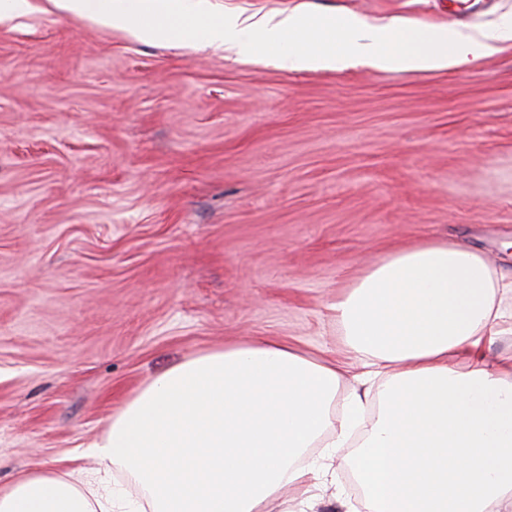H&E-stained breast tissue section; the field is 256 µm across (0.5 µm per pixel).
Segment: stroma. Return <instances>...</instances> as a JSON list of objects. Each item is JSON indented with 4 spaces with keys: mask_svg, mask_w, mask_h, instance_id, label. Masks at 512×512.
I'll list each match as a JSON object with an SVG mask.
<instances>
[{
    "mask_svg": "<svg viewBox=\"0 0 512 512\" xmlns=\"http://www.w3.org/2000/svg\"><path fill=\"white\" fill-rule=\"evenodd\" d=\"M0 22V487L93 468L138 386L245 336L351 364L332 304L448 240L512 275V45L471 69L293 72L30 0ZM375 23L512 0H210Z\"/></svg>",
    "mask_w": 512,
    "mask_h": 512,
    "instance_id": "obj_1",
    "label": "stroma"
}]
</instances>
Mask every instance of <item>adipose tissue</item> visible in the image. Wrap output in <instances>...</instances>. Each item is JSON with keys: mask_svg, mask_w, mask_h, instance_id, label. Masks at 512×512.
Wrapping results in <instances>:
<instances>
[{"mask_svg": "<svg viewBox=\"0 0 512 512\" xmlns=\"http://www.w3.org/2000/svg\"><path fill=\"white\" fill-rule=\"evenodd\" d=\"M138 41L207 43L225 59L291 71L472 67L512 43V23L372 25L298 10L256 17L209 0H52ZM361 368L248 338L142 384L91 449L103 475L20 474L0 512H267L284 488L335 483L344 453L362 495L346 512H512V360L486 346L512 318V281L470 248L427 241L364 270L333 306Z\"/></svg>", "mask_w": 512, "mask_h": 512, "instance_id": "ef3b65f1", "label": "adipose tissue"}]
</instances>
